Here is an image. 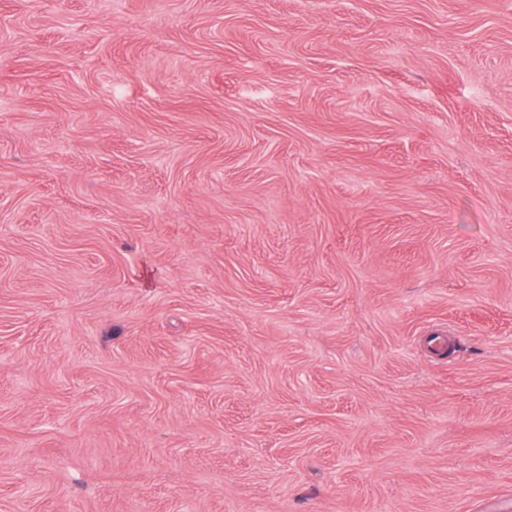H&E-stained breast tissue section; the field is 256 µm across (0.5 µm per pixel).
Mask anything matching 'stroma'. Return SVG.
Here are the masks:
<instances>
[{
	"label": "stroma",
	"instance_id": "stroma-1",
	"mask_svg": "<svg viewBox=\"0 0 512 512\" xmlns=\"http://www.w3.org/2000/svg\"><path fill=\"white\" fill-rule=\"evenodd\" d=\"M512 512V0H0V512Z\"/></svg>",
	"mask_w": 512,
	"mask_h": 512
}]
</instances>
